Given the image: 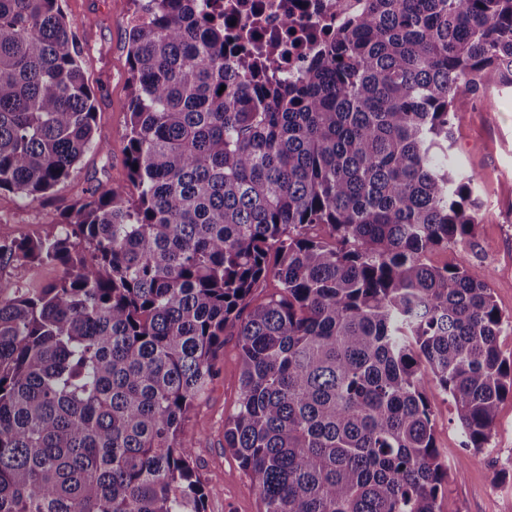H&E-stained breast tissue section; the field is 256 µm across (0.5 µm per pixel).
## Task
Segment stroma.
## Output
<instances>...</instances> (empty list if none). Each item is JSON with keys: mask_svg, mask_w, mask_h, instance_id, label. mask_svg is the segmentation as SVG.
Returning a JSON list of instances; mask_svg holds the SVG:
<instances>
[{"mask_svg": "<svg viewBox=\"0 0 512 512\" xmlns=\"http://www.w3.org/2000/svg\"><path fill=\"white\" fill-rule=\"evenodd\" d=\"M85 47L82 66L95 94L94 146L74 175L51 197L23 198L0 191V237L39 236L52 223H67L87 190L128 186L125 165L129 61L125 0H62ZM452 163L479 175L481 222L457 253L470 272L487 278L503 315L512 316V88L493 91L491 105L471 108L456 123ZM52 264L16 262L0 268V298L21 287L40 288L60 278ZM218 376L196 400L180 436L192 448L196 471L208 493L206 512H260L258 489L224 447V421L238 400L239 350L225 337ZM442 459L453 466L439 500L441 512H512V397L499 405L489 453L474 457L461 445L453 405L438 388L427 391Z\"/></svg>", "mask_w": 512, "mask_h": 512, "instance_id": "1", "label": "stroma"}]
</instances>
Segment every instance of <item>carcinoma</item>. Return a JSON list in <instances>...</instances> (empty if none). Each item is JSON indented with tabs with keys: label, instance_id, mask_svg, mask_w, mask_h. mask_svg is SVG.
<instances>
[{
	"label": "carcinoma",
	"instance_id": "cac0c4a2",
	"mask_svg": "<svg viewBox=\"0 0 512 512\" xmlns=\"http://www.w3.org/2000/svg\"><path fill=\"white\" fill-rule=\"evenodd\" d=\"M131 3L134 193L0 239V266L63 270L0 299V512H205L179 435L226 336L224 447L262 512H441L426 388L473 455L512 395V319L428 260L481 221L448 156L463 111L512 87V0H364L278 81L224 64L208 0ZM83 52L61 0H0V191L45 198L91 148Z\"/></svg>",
	"mask_w": 512,
	"mask_h": 512
}]
</instances>
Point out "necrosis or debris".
I'll list each match as a JSON object with an SVG mask.
<instances>
[{"mask_svg":"<svg viewBox=\"0 0 512 512\" xmlns=\"http://www.w3.org/2000/svg\"><path fill=\"white\" fill-rule=\"evenodd\" d=\"M224 34L244 42L252 56L285 78L300 75L324 35L363 0H210Z\"/></svg>","mask_w":512,"mask_h":512,"instance_id":"4bbe7bcc","label":"necrosis or debris"}]
</instances>
